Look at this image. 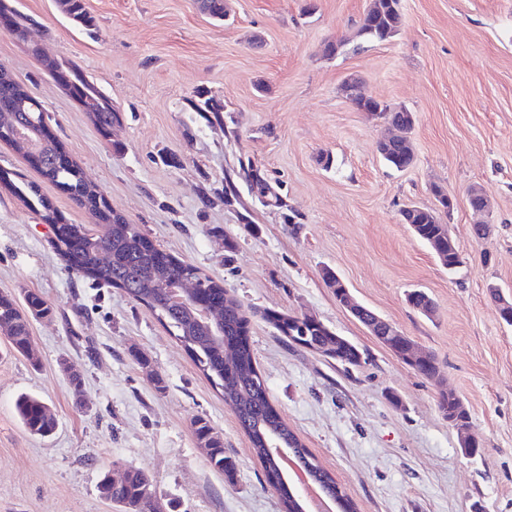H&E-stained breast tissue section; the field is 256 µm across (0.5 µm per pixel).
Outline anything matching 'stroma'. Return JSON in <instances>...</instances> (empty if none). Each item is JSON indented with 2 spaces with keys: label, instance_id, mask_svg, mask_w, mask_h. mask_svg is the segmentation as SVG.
I'll return each mask as SVG.
<instances>
[{
  "label": "stroma",
  "instance_id": "35a3bbf8",
  "mask_svg": "<svg viewBox=\"0 0 512 512\" xmlns=\"http://www.w3.org/2000/svg\"><path fill=\"white\" fill-rule=\"evenodd\" d=\"M6 2L42 25L43 56L78 66L118 107L102 136L42 57L0 33V65L42 103L114 211L244 306L313 315L362 351L347 368L262 321L252 328L272 403L359 512H512V326L487 292L493 283L512 296V0H401L402 27L382 43L356 36L371 0H228L225 22L195 0H85L91 31L56 0ZM330 41L343 47L327 58ZM350 76L413 112L412 167L384 164L385 124L344 97ZM200 91L223 101V124L190 111ZM242 159L279 181L299 223L244 186L233 207L202 202ZM436 186L453 202L441 216L462 258L452 274L399 215L409 203L435 206ZM475 187L493 207L485 239L472 232ZM51 237L0 185V292H40L54 307L31 325L39 368L0 335V512H116L99 484L129 469L150 474L161 512H281L233 408L181 343L120 289L70 271ZM327 268L432 354L439 378L419 375L344 310ZM412 290L432 299V315L408 304ZM444 389L468 410L482 457L461 454L437 407ZM23 393L49 406L51 436L18 420ZM199 418L238 459L233 482L198 448Z\"/></svg>",
  "mask_w": 512,
  "mask_h": 512
}]
</instances>
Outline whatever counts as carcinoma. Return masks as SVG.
Returning <instances> with one entry per match:
<instances>
[{"label": "carcinoma", "mask_w": 512, "mask_h": 512, "mask_svg": "<svg viewBox=\"0 0 512 512\" xmlns=\"http://www.w3.org/2000/svg\"><path fill=\"white\" fill-rule=\"evenodd\" d=\"M57 3L61 12L75 26L85 30L95 26L94 18L86 10L85 0H57ZM199 8L214 20H224V0H199ZM401 19L400 0H372L359 24L357 36L370 43L388 41L398 33ZM11 21V35L28 44L33 54H39L34 24L14 12L11 13ZM58 69L65 71L70 78L67 93L81 104L93 102L95 112L91 113L92 121L101 134H109L112 125L118 121L112 100L74 64L61 60ZM189 104L191 111L202 114L207 120L223 119L224 103L204 92L198 93L197 99L189 101ZM45 117V112H0V126L26 121L29 123L26 134L36 140L42 134ZM42 149L43 153L56 158L59 163L38 167L37 173L66 193L78 207L90 212L96 220L97 229L88 230L80 224L62 221L36 183L11 181L9 186L12 192L37 211L44 223L57 225L52 246L75 274L108 285L120 281L126 294L139 303L142 298H148L146 307L182 343L224 400L233 404L238 424L248 437L253 453L264 465L267 483L279 493L284 512H302L296 503L297 497L290 495L283 485L279 460L270 454L265 441L274 435L285 436L292 440L295 455L302 464H311L314 458L288 427L269 398L265 380L257 375L254 350L249 340L251 317L260 315L279 336H294L310 351L327 353L333 358L336 349H342L340 364L345 367L360 365L363 352L354 344L347 345L336 339V333L320 323L301 321L294 315L276 310L246 312L236 299L227 294L223 283L159 248L136 225L113 216V210H99L97 198L101 194L77 177L74 171L77 163L62 142L44 137ZM379 154L387 166L400 171L408 169L415 162V154L410 146L394 145L379 150ZM239 167L237 177L246 185L254 182L270 190L272 206L281 211L285 223H298V215L288 208L277 184L271 183L261 168L250 160L239 161ZM400 216L403 223L410 225L414 235L429 245L440 265L448 272L455 271L462 263L455 240L448 238V225L441 222L436 210L409 205L400 209ZM188 275L196 277L197 293L194 300L178 303L173 286ZM200 306L222 308L223 321L215 324L206 320L198 310ZM52 314L51 304L38 293H26L21 305L13 295L0 293V333L7 337L15 353L26 357L34 365L38 364V360L29 350L31 322ZM232 342L238 344V350L236 356L229 359L224 356V346ZM437 406L450 424L465 423L470 419L467 409L453 391L441 392ZM15 411L21 424L33 435L46 436L55 429L54 415L47 404L36 396H19L15 401ZM192 427L197 446L205 452L210 465L224 473L227 481H233L238 461L224 452L222 436L202 418L195 420ZM315 479L334 489L341 512H356L354 502L332 474L318 466ZM151 485L148 473L141 469H130L118 481L104 476L100 493L104 499L123 507L125 512H157Z\"/></svg>", "instance_id": "obj_1"}]
</instances>
